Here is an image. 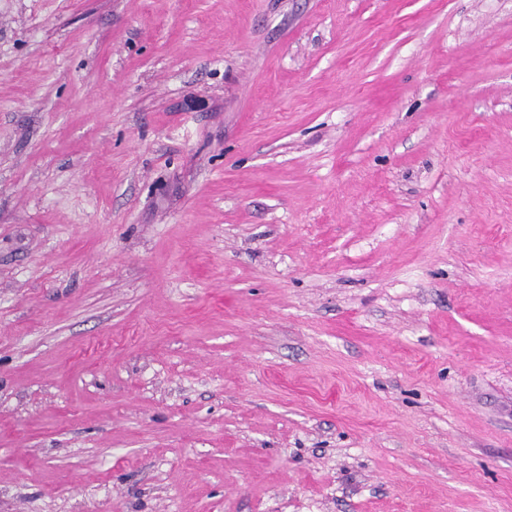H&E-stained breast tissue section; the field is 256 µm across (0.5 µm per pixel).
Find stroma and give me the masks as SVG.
I'll list each match as a JSON object with an SVG mask.
<instances>
[{"instance_id": "35a3bbf8", "label": "stroma", "mask_w": 512, "mask_h": 512, "mask_svg": "<svg viewBox=\"0 0 512 512\" xmlns=\"http://www.w3.org/2000/svg\"><path fill=\"white\" fill-rule=\"evenodd\" d=\"M0 512H512V0H0Z\"/></svg>"}]
</instances>
